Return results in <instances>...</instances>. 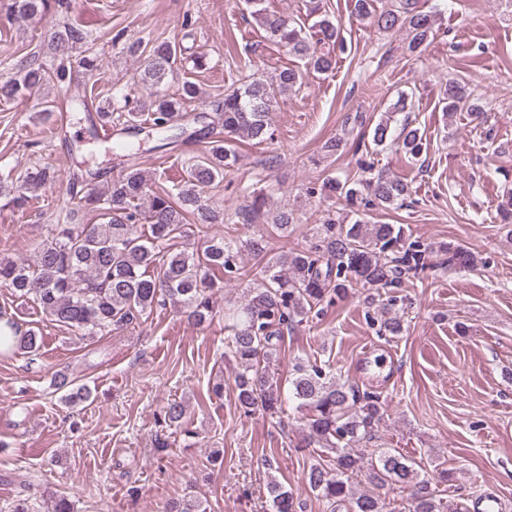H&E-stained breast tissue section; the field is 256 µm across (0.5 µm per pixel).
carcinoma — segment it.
Instances as JSON below:
<instances>
[{"instance_id":"1","label":"carcinoma","mask_w":512,"mask_h":512,"mask_svg":"<svg viewBox=\"0 0 512 512\" xmlns=\"http://www.w3.org/2000/svg\"><path fill=\"white\" fill-rule=\"evenodd\" d=\"M371 2L354 0V14L381 31H406L409 51H417L433 34L432 15L419 9L417 0H395L392 7L381 11L373 9ZM247 4L269 40L303 60L307 69L316 73L335 69L333 46L338 34L323 0H308V16L317 18L312 25L315 40L310 39L305 25L270 11L265 0H247ZM0 8L22 19H44L67 12L70 0H0ZM59 43L81 49L89 43V33L79 25L65 24L53 31L48 41L50 46ZM181 56L182 49L172 42H150L141 74L142 83L150 89L148 99L132 106L128 96L117 97L112 106L99 107L97 117L107 123L123 121L121 136L138 135L147 125L151 131L192 138L188 129L199 121V115L188 112L186 105L205 101L201 87L185 80L176 96L159 91L176 71ZM70 76L71 68L63 58L49 67L13 63L10 72L0 76V98L21 99L49 83L62 90ZM303 78V71L286 67L274 82L244 80L209 101L214 112L212 124L224 131V137L208 141L203 155L187 161L184 177L172 190L153 187L134 163L104 187L97 184L96 174H88L75 206L62 222L50 225L33 262L0 259V288L32 301L47 318L84 339L138 324L154 306L168 300L179 305L189 322L201 326L215 314L210 291L216 281L226 276L248 281L244 302L224 303V340L237 364L233 391L240 412L246 417L257 413L278 417L291 403L303 413L308 428L304 447L322 448L331 454L329 460L312 463L306 471L309 487L328 504L330 512L342 508L346 512H384L379 497L353 490V480L359 477L380 487L410 486L408 512H443L431 480L419 476L415 461L388 448L368 457L355 450L356 444L376 436L385 409L381 393L342 381L330 365L316 360L295 362L285 391L277 366L284 333L323 314L349 290H369L371 300H380L385 309L392 310L407 300L401 294L404 281L431 264L473 269L482 262L478 253L451 243L435 252L406 236L401 225L366 220L367 210L389 208L409 194L402 180L383 172L372 175L369 167L365 168L369 176L359 181L328 176L320 189L309 190L344 202L352 216L329 212L309 244L274 255L267 249V237L292 232L293 211L267 209V195L262 191L253 195L250 205L233 213L210 207L204 197L208 188L224 178V169L236 162V141L245 138L261 145L273 139V104L301 87ZM442 101V111L448 115L463 110L480 113L473 91L459 80L445 83ZM407 106L408 96L399 94L386 118L373 128L375 145L391 141V118ZM396 145L412 161L419 160L426 150L418 129L407 123ZM55 180V171L47 165L27 169L16 178L0 177V197L6 199L5 205L21 209L28 192ZM84 210L98 212L100 223H77L76 215ZM238 218L245 224H260L264 230L244 241L208 235L199 250L178 248L180 240L189 236L188 226L209 229L214 224H234ZM243 250L255 259L248 269L237 262ZM402 331L400 317L380 320V335L398 336ZM40 345L35 330H24L13 317L0 313V357L31 356ZM53 384L65 392L69 404L91 398L88 388L74 386L64 372L55 374ZM164 419L183 429L185 435L194 434L186 426L181 402L167 403ZM267 490L271 512L300 509V503L277 480L270 479ZM167 512H207V508L200 498L190 495Z\"/></svg>"}]
</instances>
